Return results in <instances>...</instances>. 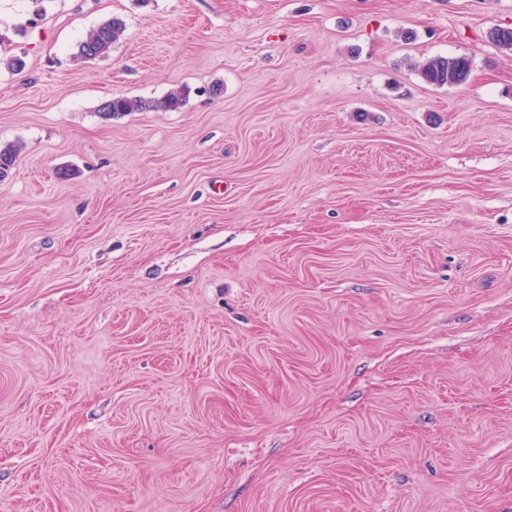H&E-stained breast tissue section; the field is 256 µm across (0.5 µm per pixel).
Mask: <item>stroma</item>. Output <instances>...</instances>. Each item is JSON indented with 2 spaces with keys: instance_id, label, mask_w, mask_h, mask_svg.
I'll return each mask as SVG.
<instances>
[{
  "instance_id": "obj_1",
  "label": "stroma",
  "mask_w": 512,
  "mask_h": 512,
  "mask_svg": "<svg viewBox=\"0 0 512 512\" xmlns=\"http://www.w3.org/2000/svg\"><path fill=\"white\" fill-rule=\"evenodd\" d=\"M495 27L512 0H0V512H512ZM124 30V21L119 17H112L86 34L77 45L76 55L86 61L107 57ZM417 71L424 81L432 85H460L469 76L470 61L463 56H436L418 65ZM185 91L176 90L160 99L116 96L103 101L99 112L108 118L123 116L130 112H147L155 110H176L184 102Z\"/></svg>"
}]
</instances>
